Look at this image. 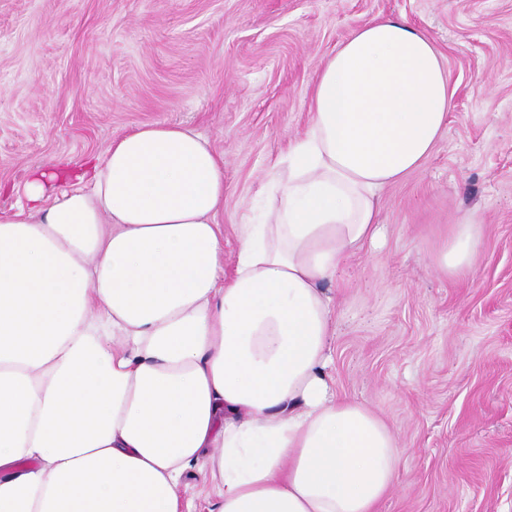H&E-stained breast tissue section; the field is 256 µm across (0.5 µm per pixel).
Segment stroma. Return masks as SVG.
<instances>
[{
	"label": "stroma",
	"instance_id": "1",
	"mask_svg": "<svg viewBox=\"0 0 512 512\" xmlns=\"http://www.w3.org/2000/svg\"><path fill=\"white\" fill-rule=\"evenodd\" d=\"M377 17L429 35L456 93L433 154L382 193V247L335 283V388L403 450L379 512H512V0H0V210L56 159L184 124L224 160L232 273L316 71ZM468 214L482 238L458 280L434 257Z\"/></svg>",
	"mask_w": 512,
	"mask_h": 512
}]
</instances>
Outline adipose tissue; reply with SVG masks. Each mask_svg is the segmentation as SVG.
Listing matches in <instances>:
<instances>
[{
	"mask_svg": "<svg viewBox=\"0 0 512 512\" xmlns=\"http://www.w3.org/2000/svg\"><path fill=\"white\" fill-rule=\"evenodd\" d=\"M454 93L406 21L352 30L229 276L224 162L195 130L32 172L0 211V512H190V472L214 512H376L401 450L336 393L327 286L379 240L381 191L431 155ZM478 245L471 217L449 225L438 270L469 276Z\"/></svg>",
	"mask_w": 512,
	"mask_h": 512,
	"instance_id": "obj_1",
	"label": "adipose tissue"
}]
</instances>
